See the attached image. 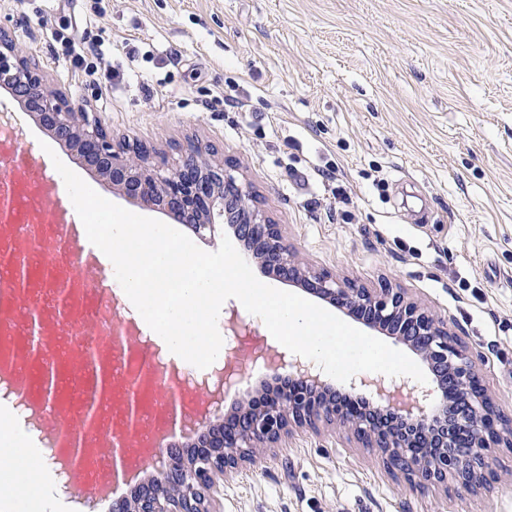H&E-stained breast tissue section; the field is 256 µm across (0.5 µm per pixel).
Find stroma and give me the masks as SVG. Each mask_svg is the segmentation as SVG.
Wrapping results in <instances>:
<instances>
[{"instance_id":"35a3bbf8","label":"stroma","mask_w":512,"mask_h":512,"mask_svg":"<svg viewBox=\"0 0 512 512\" xmlns=\"http://www.w3.org/2000/svg\"><path fill=\"white\" fill-rule=\"evenodd\" d=\"M0 33L69 107L174 166L235 165L289 251L401 289L474 356L512 420V0H0ZM119 76L94 82L90 48ZM16 152L61 159L108 200L169 222L82 166L0 89ZM51 147L55 158L45 157ZM333 167L335 182L319 169ZM485 483L424 486L336 424L256 455L220 512H512V447Z\"/></svg>"}]
</instances>
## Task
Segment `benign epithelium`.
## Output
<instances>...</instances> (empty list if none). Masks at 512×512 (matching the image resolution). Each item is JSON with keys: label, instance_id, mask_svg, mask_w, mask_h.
<instances>
[{"label": "benign epithelium", "instance_id": "obj_1", "mask_svg": "<svg viewBox=\"0 0 512 512\" xmlns=\"http://www.w3.org/2000/svg\"><path fill=\"white\" fill-rule=\"evenodd\" d=\"M0 84L23 91L25 107L42 124L71 145L84 166L121 187L133 199L158 206L175 220L191 214L199 234H215V217L235 224L255 246L258 261L280 270L304 288L362 319L369 328H380L421 357L435 377V386L409 389L400 401L384 381L360 378L351 388L373 386L386 406L399 411L411 433L378 427L367 415L331 403L321 395L319 378L294 357L262 353L274 370L289 371L291 385L270 392L247 404L243 422L224 431L220 454H204L196 464L172 474L179 486L173 498L149 493L139 498L134 512H212L208 501L224 494L220 481L237 473L249 460V449L276 443L288 434V426L313 425L317 420L338 419L350 424L357 437L380 449L386 459L419 481H441L453 474L465 484L483 478L489 448L512 446V424L502 423L489 436L486 426L499 414L478 384V370L468 350L442 320L402 292L384 286L362 288L325 270H315L293 257L286 248L280 225L272 223L257 204L249 183L235 175V168L212 164L203 149L190 144L177 167L167 172L151 165L127 145L114 146L105 128L89 113L64 106L59 94L50 90L42 75L13 44L0 41ZM235 209L230 219L228 208ZM224 327L236 336L257 330L234 309L224 311ZM460 397L465 412L448 411V382ZM453 425L457 435H438Z\"/></svg>", "mask_w": 512, "mask_h": 512}]
</instances>
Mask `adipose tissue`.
I'll return each mask as SVG.
<instances>
[{
	"mask_svg": "<svg viewBox=\"0 0 512 512\" xmlns=\"http://www.w3.org/2000/svg\"><path fill=\"white\" fill-rule=\"evenodd\" d=\"M0 446L10 451L8 464L0 466V491L10 495L16 512H42L44 498L33 499L25 493L38 451L26 447L23 434L6 413L0 414Z\"/></svg>",
	"mask_w": 512,
	"mask_h": 512,
	"instance_id": "obj_1",
	"label": "adipose tissue"
}]
</instances>
